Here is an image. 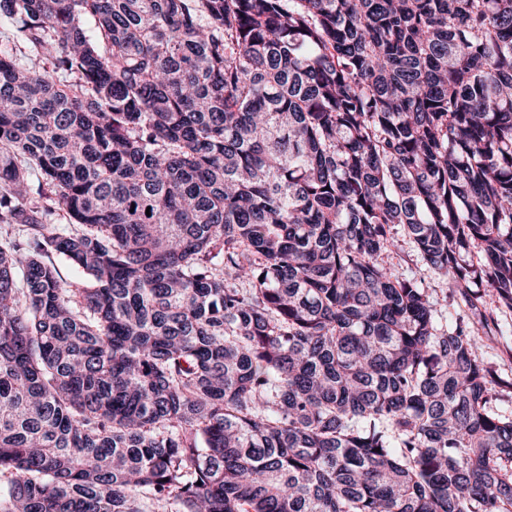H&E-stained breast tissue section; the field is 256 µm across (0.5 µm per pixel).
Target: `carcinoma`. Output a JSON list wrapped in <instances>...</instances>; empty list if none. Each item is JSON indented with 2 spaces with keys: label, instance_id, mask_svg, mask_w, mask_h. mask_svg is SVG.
Here are the masks:
<instances>
[{
  "label": "carcinoma",
  "instance_id": "cac0c4a2",
  "mask_svg": "<svg viewBox=\"0 0 512 512\" xmlns=\"http://www.w3.org/2000/svg\"><path fill=\"white\" fill-rule=\"evenodd\" d=\"M0 27V512H512V0ZM402 247L393 254L388 261L394 265V269L406 275L423 276V268L409 248L408 244L399 242ZM424 285L426 288H429L431 297L439 302L446 316L455 317L456 314L460 313L457 299L450 297L449 292L447 293L446 287L441 281L426 277ZM505 336H482L481 357L491 370L501 378L512 382V316L504 321Z\"/></svg>",
  "mask_w": 512,
  "mask_h": 512
}]
</instances>
